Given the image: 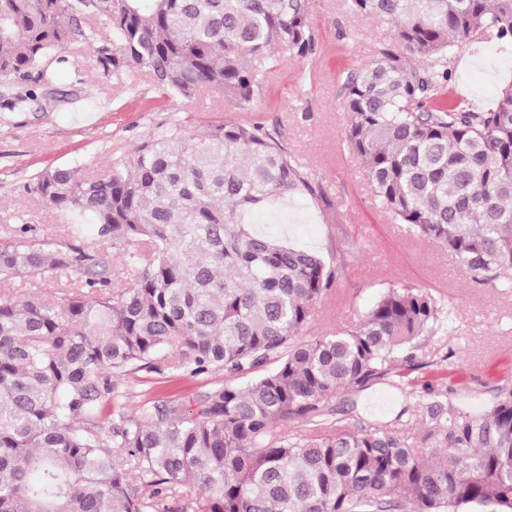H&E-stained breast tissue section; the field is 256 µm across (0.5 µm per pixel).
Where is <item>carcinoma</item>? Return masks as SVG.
<instances>
[{"label":"carcinoma","instance_id":"1","mask_svg":"<svg viewBox=\"0 0 512 512\" xmlns=\"http://www.w3.org/2000/svg\"><path fill=\"white\" fill-rule=\"evenodd\" d=\"M395 26L391 45L344 84L345 139L382 206L441 244L479 283L512 269V84L476 110L447 95L448 58L487 31L512 45V0H348ZM311 0H0V78L53 86L67 48L112 34L92 66L161 98L219 90L252 112L279 54L314 50ZM35 93L0 92L21 110ZM30 191L94 216L104 250L44 241L23 225L0 241V285L75 277L71 291L0 298V512H512V389L476 416L439 396L408 441L381 426L313 429L274 441L281 418H313L343 387L390 372L435 329L422 288L388 287L352 328L298 333L329 290L324 258L254 233L249 211L314 196L301 165L259 122L147 135L101 173L59 166ZM277 365L259 371L270 357ZM230 376L194 413L158 409L112 426V379L159 365ZM251 376L246 386L235 380ZM132 471L140 483L130 481Z\"/></svg>","mask_w":512,"mask_h":512}]
</instances>
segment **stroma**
Masks as SVG:
<instances>
[{"instance_id":"1","label":"stroma","mask_w":512,"mask_h":512,"mask_svg":"<svg viewBox=\"0 0 512 512\" xmlns=\"http://www.w3.org/2000/svg\"><path fill=\"white\" fill-rule=\"evenodd\" d=\"M315 52L283 56L257 103L256 113L321 192L282 212L249 215L253 227L317 250L333 273L306 337L355 327L382 288L405 285L432 292L442 303L444 328L424 334L412 354L390 373L362 387L338 390L324 424L353 429L380 424L407 438L417 435L416 404L429 390L449 406L484 413L498 389L512 388V288L474 282L458 258L412 232L385 212L362 161L344 138L341 109L348 74L393 41V24L350 10L346 0H312ZM91 48H71V66L59 69L50 90L38 91L26 109L0 108V240L21 226L42 240L66 234L71 219L26 187L43 169L69 165L100 171L158 126L179 121L193 129L227 119L250 120L217 91L181 103H161L148 77L134 84L101 77ZM450 93L474 109L491 105L512 81V48L494 34L451 57ZM226 376L216 369L181 376L168 368L136 370L120 378L107 417H122L179 403L196 408Z\"/></svg>"}]
</instances>
